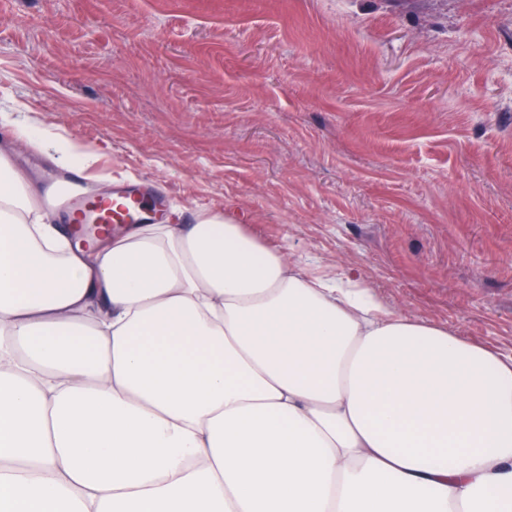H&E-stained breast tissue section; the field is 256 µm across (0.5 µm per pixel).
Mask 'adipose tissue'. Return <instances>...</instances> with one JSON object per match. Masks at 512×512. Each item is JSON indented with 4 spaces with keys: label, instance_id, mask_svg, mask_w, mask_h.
I'll use <instances>...</instances> for the list:
<instances>
[{
    "label": "adipose tissue",
    "instance_id": "ef3b65f1",
    "mask_svg": "<svg viewBox=\"0 0 512 512\" xmlns=\"http://www.w3.org/2000/svg\"><path fill=\"white\" fill-rule=\"evenodd\" d=\"M0 147V512H512V356L222 212L84 247Z\"/></svg>",
    "mask_w": 512,
    "mask_h": 512
}]
</instances>
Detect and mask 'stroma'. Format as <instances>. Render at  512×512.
<instances>
[{
	"label": "stroma",
	"mask_w": 512,
	"mask_h": 512,
	"mask_svg": "<svg viewBox=\"0 0 512 512\" xmlns=\"http://www.w3.org/2000/svg\"><path fill=\"white\" fill-rule=\"evenodd\" d=\"M512 353V0H0V114Z\"/></svg>",
	"instance_id": "obj_1"
}]
</instances>
